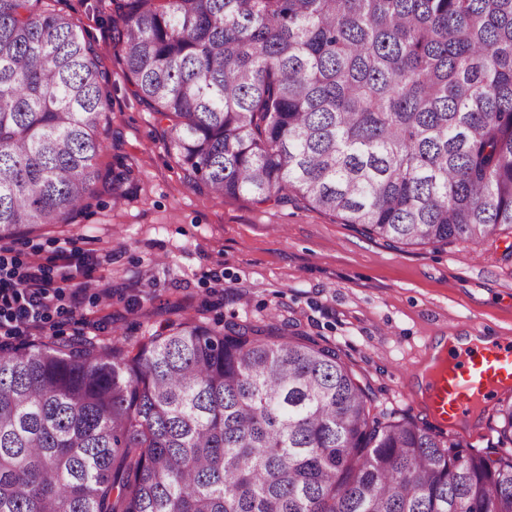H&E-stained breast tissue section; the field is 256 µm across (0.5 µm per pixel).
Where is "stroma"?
Segmentation results:
<instances>
[{"label": "stroma", "mask_w": 512, "mask_h": 512, "mask_svg": "<svg viewBox=\"0 0 512 512\" xmlns=\"http://www.w3.org/2000/svg\"><path fill=\"white\" fill-rule=\"evenodd\" d=\"M79 26L110 76L106 148L98 164L123 163L125 198L92 199L74 223L0 242V255L69 266L84 291L74 314L51 312L40 339L130 341L166 319L209 326L263 323L340 347L378 409L431 425L416 398L418 372L438 336H512V234L480 247H395L297 203L258 204L192 187L165 147L164 126L134 96L112 42V0H51ZM494 404L477 426L445 440L496 443Z\"/></svg>", "instance_id": "stroma-1"}]
</instances>
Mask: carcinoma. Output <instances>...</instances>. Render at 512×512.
<instances>
[{"label":"carcinoma","mask_w":512,"mask_h":512,"mask_svg":"<svg viewBox=\"0 0 512 512\" xmlns=\"http://www.w3.org/2000/svg\"><path fill=\"white\" fill-rule=\"evenodd\" d=\"M42 2L0 0V241L122 196L108 80ZM112 33L194 187L397 245L512 231V0H122ZM497 413L481 451L387 420L285 324L0 343V512H512Z\"/></svg>","instance_id":"obj_1"}]
</instances>
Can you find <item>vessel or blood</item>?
Instances as JSON below:
<instances>
[{
  "label": "vessel or blood",
  "instance_id": "1",
  "mask_svg": "<svg viewBox=\"0 0 512 512\" xmlns=\"http://www.w3.org/2000/svg\"><path fill=\"white\" fill-rule=\"evenodd\" d=\"M512 386V338L502 337L499 347L474 360L466 371L457 366L442 367L436 373L428 394L433 418L454 422L499 389Z\"/></svg>",
  "mask_w": 512,
  "mask_h": 512
}]
</instances>
